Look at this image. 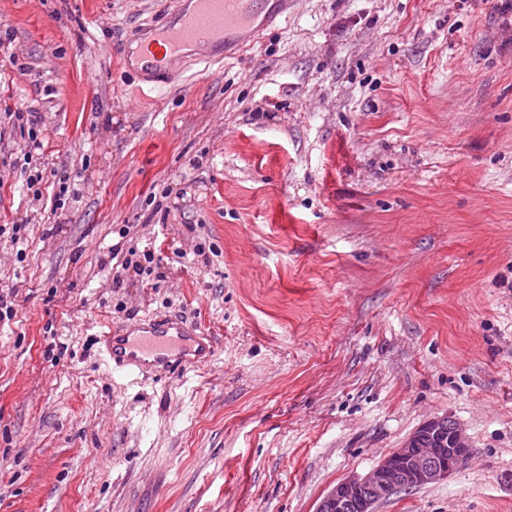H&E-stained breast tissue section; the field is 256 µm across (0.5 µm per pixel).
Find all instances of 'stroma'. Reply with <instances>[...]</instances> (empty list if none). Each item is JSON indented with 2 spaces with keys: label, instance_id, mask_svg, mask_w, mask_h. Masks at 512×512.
<instances>
[{
  "label": "stroma",
  "instance_id": "1",
  "mask_svg": "<svg viewBox=\"0 0 512 512\" xmlns=\"http://www.w3.org/2000/svg\"><path fill=\"white\" fill-rule=\"evenodd\" d=\"M170 7L0 0V512H316L436 417L466 460L374 512H512V0H292L146 96ZM170 318L207 363L113 371Z\"/></svg>",
  "mask_w": 512,
  "mask_h": 512
}]
</instances>
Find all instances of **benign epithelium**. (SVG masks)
<instances>
[{
	"label": "benign epithelium",
	"instance_id": "7a95c632",
	"mask_svg": "<svg viewBox=\"0 0 512 512\" xmlns=\"http://www.w3.org/2000/svg\"><path fill=\"white\" fill-rule=\"evenodd\" d=\"M460 427L443 418L421 425L403 447L384 457L366 476L346 479L321 500L317 512H373L374 505L398 490H410L448 478L467 455Z\"/></svg>",
	"mask_w": 512,
	"mask_h": 512
}]
</instances>
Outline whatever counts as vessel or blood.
<instances>
[{
	"label": "vessel or blood",
	"mask_w": 512,
	"mask_h": 512,
	"mask_svg": "<svg viewBox=\"0 0 512 512\" xmlns=\"http://www.w3.org/2000/svg\"><path fill=\"white\" fill-rule=\"evenodd\" d=\"M290 0H174L167 23L152 31L163 44L167 62L143 53L135 59L148 90L155 91L182 77L177 64L189 59L196 74L232 58L237 48L257 40L262 32L288 14ZM113 366L140 370H180L207 362L214 353L210 337L170 320H158L135 338L112 332L102 335Z\"/></svg>",
	"instance_id": "vessel-or-blood-1"
}]
</instances>
